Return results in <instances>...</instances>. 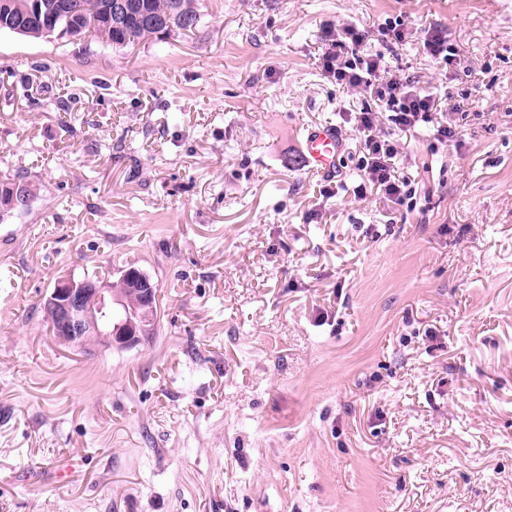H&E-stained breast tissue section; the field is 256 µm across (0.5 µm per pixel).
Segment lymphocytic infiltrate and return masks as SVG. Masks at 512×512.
I'll use <instances>...</instances> for the list:
<instances>
[{
	"label": "lymphocytic infiltrate",
	"mask_w": 512,
	"mask_h": 512,
	"mask_svg": "<svg viewBox=\"0 0 512 512\" xmlns=\"http://www.w3.org/2000/svg\"><path fill=\"white\" fill-rule=\"evenodd\" d=\"M368 37L367 30L355 26L328 28L315 63L340 88L367 93L381 103V111L365 105L354 115L365 150L361 163L363 183L355 193L361 196L372 191L382 202L400 205L411 194V181L401 172L398 148L381 134L380 123L388 122L401 132L432 123L437 141L452 142L457 138L456 130L447 122L434 121L433 116L440 112H467L472 100L467 93L437 99L410 78L388 73L382 54L366 52Z\"/></svg>",
	"instance_id": "1"
}]
</instances>
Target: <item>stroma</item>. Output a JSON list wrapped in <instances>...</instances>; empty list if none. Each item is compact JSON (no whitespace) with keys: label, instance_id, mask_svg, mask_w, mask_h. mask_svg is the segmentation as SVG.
<instances>
[{"label":"stroma","instance_id":"obj_1","mask_svg":"<svg viewBox=\"0 0 512 512\" xmlns=\"http://www.w3.org/2000/svg\"><path fill=\"white\" fill-rule=\"evenodd\" d=\"M201 3L122 49L0 34V179L37 187L0 223V512H512V0ZM396 17L388 68L473 100L458 143L391 132L412 209L355 195L366 97L314 64ZM130 265L157 335L59 343L56 280ZM423 48L442 68H446V71L456 57L455 50L448 44V40L442 35L441 30L436 27L430 26L425 32ZM344 147V138L336 126L326 124L310 127L301 145L304 166L334 174L336 160Z\"/></svg>","mask_w":512,"mask_h":512}]
</instances>
